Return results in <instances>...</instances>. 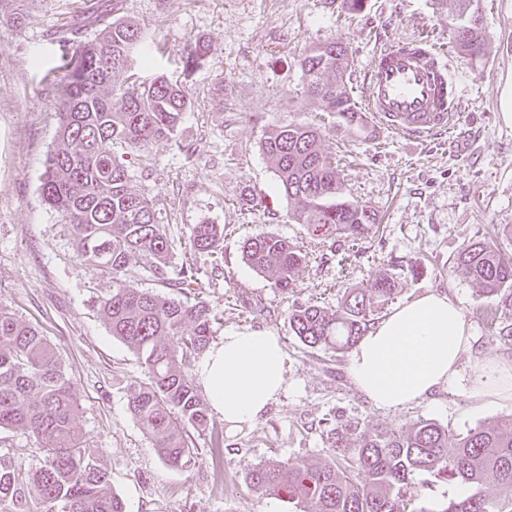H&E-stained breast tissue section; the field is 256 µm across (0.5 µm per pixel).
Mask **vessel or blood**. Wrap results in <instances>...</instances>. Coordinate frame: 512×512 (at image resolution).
<instances>
[{"instance_id":"b4317fda","label":"vessel or blood","mask_w":512,"mask_h":512,"mask_svg":"<svg viewBox=\"0 0 512 512\" xmlns=\"http://www.w3.org/2000/svg\"><path fill=\"white\" fill-rule=\"evenodd\" d=\"M363 92L376 121L417 141L446 134L462 104L447 60L424 39L378 49L366 66Z\"/></svg>"}]
</instances>
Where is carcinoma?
I'll list each match as a JSON object with an SVG mask.
<instances>
[{
    "instance_id": "1",
    "label": "carcinoma",
    "mask_w": 512,
    "mask_h": 512,
    "mask_svg": "<svg viewBox=\"0 0 512 512\" xmlns=\"http://www.w3.org/2000/svg\"><path fill=\"white\" fill-rule=\"evenodd\" d=\"M19 0H0V22L18 25L27 15ZM462 58H483L481 26L460 23L449 30ZM147 33L118 17L92 40L77 41L63 31L55 80L64 87L53 149L45 161L41 199L72 226L77 256L112 281L99 310L112 336L142 360L147 381L132 388L128 409L171 467L191 457L188 433L224 441V426L210 416L209 403L188 371L191 358L209 345L217 314L201 301L142 289L145 277L185 295L204 287L197 264L173 266L175 241L160 224L155 197L138 187L113 148L145 151L157 140L176 138L183 114L193 106L185 87L157 78L148 85L118 83ZM210 44L198 40L185 56V69L207 61ZM302 78L328 112L349 128L368 121L351 99L348 47L326 41L297 59ZM323 126L281 119L271 125L261 147L284 196L293 201L294 221L309 234L358 238L379 223L377 212L340 193L336 159L322 147ZM223 229L203 222L190 230L183 250L224 262ZM245 263L267 274L286 293L296 287L307 255L276 234L258 235L242 245ZM452 272L471 280L482 295L496 297L512 315V257L488 239L464 245ZM399 293L398 277L385 273L364 288L344 294L334 307L295 300L288 324L309 348L343 350L368 331L380 305ZM192 324L191 331L186 325ZM77 401L70 379L41 332L0 307V429L28 431L47 454L31 469L28 500L36 512H125L112 490L100 449L89 448L76 426ZM329 459L320 465L298 460L250 466L252 488L287 496L293 512H405L404 494L417 472L458 482L469 492L440 504L418 499L412 512H512V422L485 423L453 434L432 419L404 428H360L336 419L327 430ZM364 473L365 482H356ZM493 482L488 496L482 486ZM19 502L18 473L0 462V512Z\"/></svg>"
}]
</instances>
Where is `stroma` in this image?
I'll use <instances>...</instances> for the list:
<instances>
[{"instance_id":"1","label":"stroma","mask_w":512,"mask_h":512,"mask_svg":"<svg viewBox=\"0 0 512 512\" xmlns=\"http://www.w3.org/2000/svg\"><path fill=\"white\" fill-rule=\"evenodd\" d=\"M486 55L470 61L448 50L453 0H365L350 12L343 0H122L121 17L145 27L143 47L153 59H133L122 79L156 77L186 87L195 106L185 112L176 141L159 140L131 157L138 186L157 197L162 224L181 241L192 225L224 229V261L197 266L206 286L200 297L217 312L216 336L228 328L270 330L288 356V390L253 426L225 432L222 445L192 434L191 460L174 469L158 456L127 407L128 390L146 378L138 356L112 337L99 312L110 282L85 265L73 247L72 228L40 197L44 161L56 135L62 88L56 30L82 24L95 36L112 20V0H26L28 23L0 22V303L35 326L53 347L78 402L76 423L89 447L101 449L112 488L126 512H290L280 498L256 492L249 466L328 458L324 422L334 415L368 428H398L419 418L454 433L512 418V401L471 396L466 387L439 391L399 410L376 408L347 371L348 351L311 349L293 336L288 307L293 296L332 306L349 288L370 284L388 261L418 263L421 278L406 279L396 304L436 291L458 302L472 327L475 359L512 360V339L499 330L511 319L475 283L448 273V262L476 239L493 240L512 254V0H476ZM423 36L448 50L470 133L466 148L447 138L420 142L373 126L371 133L332 127L324 103L307 93L297 56L336 39L351 54L349 86L361 100L362 71L370 53L393 40ZM209 41L207 62L184 69L187 44ZM223 87L224 104L214 103ZM288 116L326 126L325 151L341 170L342 193L373 207L381 218L359 240L317 238L291 217L275 171L261 150L269 126ZM200 149L197 160L182 151ZM264 233L288 238L307 252L294 295L273 288L242 258L244 239ZM0 458L20 475L45 452L19 429L0 430Z\"/></svg>"}]
</instances>
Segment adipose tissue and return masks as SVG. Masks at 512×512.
<instances>
[{
	"label": "adipose tissue",
	"instance_id": "adipose-tissue-1",
	"mask_svg": "<svg viewBox=\"0 0 512 512\" xmlns=\"http://www.w3.org/2000/svg\"><path fill=\"white\" fill-rule=\"evenodd\" d=\"M472 334L461 307L429 292L393 307L349 355L353 384L377 408L397 411L451 389ZM287 356L266 330H225L222 341L199 359L195 375L212 410L232 429L255 424L286 386ZM470 390L512 400V367L484 362L471 374Z\"/></svg>",
	"mask_w": 512,
	"mask_h": 512
}]
</instances>
